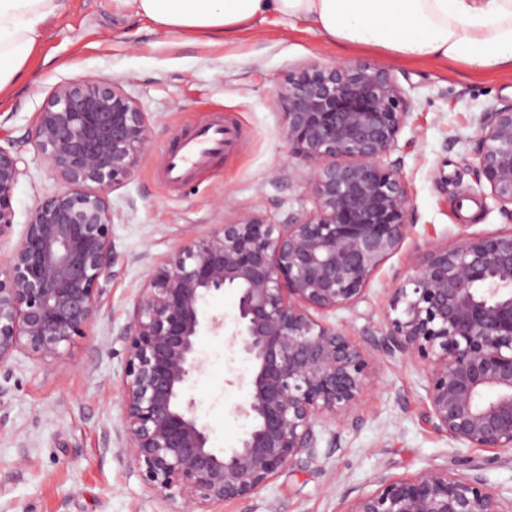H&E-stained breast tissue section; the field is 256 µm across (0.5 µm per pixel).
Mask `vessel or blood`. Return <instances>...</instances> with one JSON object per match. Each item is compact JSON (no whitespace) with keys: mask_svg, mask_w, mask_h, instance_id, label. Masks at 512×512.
Listing matches in <instances>:
<instances>
[{"mask_svg":"<svg viewBox=\"0 0 512 512\" xmlns=\"http://www.w3.org/2000/svg\"><path fill=\"white\" fill-rule=\"evenodd\" d=\"M227 135L223 122L212 121L177 138L161 170L166 184L177 186L192 171L205 167L208 160L222 154Z\"/></svg>","mask_w":512,"mask_h":512,"instance_id":"1","label":"vessel or blood"}]
</instances>
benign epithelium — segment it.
Wrapping results in <instances>:
<instances>
[{"instance_id":"benign-epithelium-1","label":"benign epithelium","mask_w":512,"mask_h":512,"mask_svg":"<svg viewBox=\"0 0 512 512\" xmlns=\"http://www.w3.org/2000/svg\"><path fill=\"white\" fill-rule=\"evenodd\" d=\"M275 104L288 156L310 167L314 209L283 223L234 214L187 238L145 280L125 332V451L151 488L181 500L178 512L248 498L316 452L317 426L357 423L373 357L327 316L354 309L410 234L406 177L390 159L409 105L388 70L312 63L285 76ZM31 138L63 189L36 206L0 263V367L18 351L54 358L87 335L112 260L106 193L131 177L151 128L121 84L88 75L54 89ZM19 163L0 146V235L14 224ZM470 166L512 217V104L486 111ZM226 290L229 322L206 310ZM222 329L249 364L235 408L248 427L231 448L212 445L189 394L200 338ZM380 333L373 347L425 367L437 431L512 453V229L416 253ZM341 512H512V501L481 478L431 468L380 476Z\"/></svg>"}]
</instances>
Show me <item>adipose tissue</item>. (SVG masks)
I'll return each instance as SVG.
<instances>
[{
    "instance_id": "1",
    "label": "adipose tissue",
    "mask_w": 512,
    "mask_h": 512,
    "mask_svg": "<svg viewBox=\"0 0 512 512\" xmlns=\"http://www.w3.org/2000/svg\"><path fill=\"white\" fill-rule=\"evenodd\" d=\"M167 33L221 44L277 15L343 49L512 73V0H116ZM66 0H0V100L23 79L48 19Z\"/></svg>"
}]
</instances>
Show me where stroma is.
<instances>
[{"label": "stroma", "instance_id": "35a3bbf8", "mask_svg": "<svg viewBox=\"0 0 512 512\" xmlns=\"http://www.w3.org/2000/svg\"><path fill=\"white\" fill-rule=\"evenodd\" d=\"M45 29L24 78L0 105V137L27 169L14 194L15 220L0 236V260L38 203L61 187L27 140L57 85L91 74L120 82L146 112L152 145L131 178L108 195L115 262L100 281L87 335L58 357L18 352L0 367V512H176V502L148 486L125 452L124 332L147 275L187 236L208 234L234 214L281 222L313 210L307 168L289 162L274 105L289 71L313 62L375 64L396 77L411 104L394 157L408 183L412 228L372 277L364 300L331 315L351 339L370 344L415 247L512 228L468 165L484 111L512 102V76L477 78L371 51H340L317 30L280 16L257 23L241 40L209 45L162 33L115 0H67L64 15ZM213 119L233 131L223 154L167 186L160 168L170 142ZM198 349L203 367L191 389L198 414L215 447L235 446L247 427L235 413L242 392L234 384L245 364L220 333L202 337ZM373 357L357 424L319 426L315 455L300 456L257 494L215 512H339L344 500L372 492L377 476L446 467L486 480L512 499V454L469 448L436 431L425 418L424 368L398 355Z\"/></svg>", "mask_w": 512, "mask_h": 512}]
</instances>
